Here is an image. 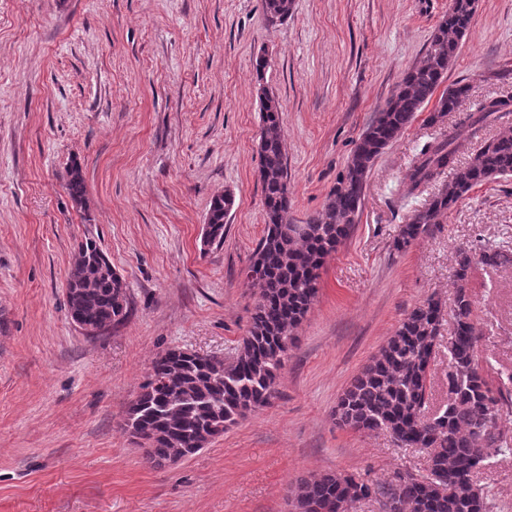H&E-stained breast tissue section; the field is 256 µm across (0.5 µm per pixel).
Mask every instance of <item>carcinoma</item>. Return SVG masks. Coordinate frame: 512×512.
Wrapping results in <instances>:
<instances>
[{"label": "carcinoma", "instance_id": "cac0c4a2", "mask_svg": "<svg viewBox=\"0 0 512 512\" xmlns=\"http://www.w3.org/2000/svg\"><path fill=\"white\" fill-rule=\"evenodd\" d=\"M266 15L284 20L293 0H262ZM477 0H450L421 59L403 76L395 93L359 138L318 214L296 224L290 214L288 160L278 97L262 90L258 143L259 180L266 232L251 264L260 268L245 283L258 289L252 323L236 357L187 354L170 349L157 357L127 410L121 428H133L143 441L145 461L164 466L190 448H205L239 420L269 405L279 394L278 378L288 345L316 301L321 270L346 240L362 207L368 174L376 160L417 118L443 82L459 42L470 29ZM458 84L436 100V123L467 97ZM511 100L487 98L460 125L468 135H450L424 143L405 174L406 195L440 184L428 205L414 211L394 241L404 251L443 222L448 210L474 187L512 176V131L488 139L469 153L470 140ZM468 154L463 165L458 158ZM448 181L439 183L442 175ZM66 189L80 205L86 186L81 166L67 172ZM234 200L212 197L206 225L214 245L224 243V217ZM512 264V248L500 244L457 248L452 280L456 288L448 333V402L426 415L430 367L440 347L442 304L429 297L415 305L372 357L336 405L340 426L359 433L386 431L402 448L426 453V474L397 472L380 483L356 475L325 473L300 480L288 498L291 512H338L376 499L382 512H494L478 475L500 456L512 455V442L500 429L504 408L512 405V374L493 379L479 348L484 333L473 320L475 301L468 284L478 265ZM68 312L73 322L108 330L130 314L126 284L93 239L81 243L67 279Z\"/></svg>", "mask_w": 512, "mask_h": 512}]
</instances>
